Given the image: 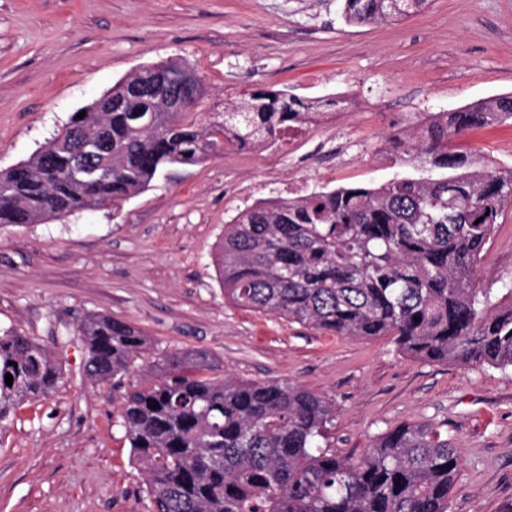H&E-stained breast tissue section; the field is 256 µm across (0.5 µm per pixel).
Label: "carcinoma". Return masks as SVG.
Here are the masks:
<instances>
[{
	"label": "carcinoma",
	"mask_w": 512,
	"mask_h": 512,
	"mask_svg": "<svg viewBox=\"0 0 512 512\" xmlns=\"http://www.w3.org/2000/svg\"><path fill=\"white\" fill-rule=\"evenodd\" d=\"M428 4L344 0V17L374 23ZM183 73L178 62L138 69L110 89L112 110L72 115L27 160L1 169L0 227L117 206L170 168L226 145L263 149L314 120L284 90L228 99L224 123L198 124L206 89ZM178 96L189 98L182 109ZM508 121L512 94L497 95L393 138L401 160L446 176L322 188L238 212L214 259L224 299L337 336H390L414 360L512 369V280L486 288L478 274L512 210V168L479 167L448 149L469 129ZM78 331L98 384L121 386L147 344L105 314L86 316ZM61 378L46 347L0 331V432ZM335 414L331 399L288 381L219 377L191 351L148 362L119 411L149 512H450L461 455L448 431L404 424L352 458L321 444Z\"/></svg>",
	"instance_id": "carcinoma-1"
}]
</instances>
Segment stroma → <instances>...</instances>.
Wrapping results in <instances>:
<instances>
[{
	"mask_svg": "<svg viewBox=\"0 0 512 512\" xmlns=\"http://www.w3.org/2000/svg\"><path fill=\"white\" fill-rule=\"evenodd\" d=\"M343 0H0V169L28 159L121 78L177 61L224 101L294 87L333 116L266 150L224 148L119 207L0 230V331L44 345L63 379L0 433V512H149L118 416L121 389L84 373L77 327L104 313L140 329L143 360L185 351L217 375L285 380L336 404L325 442L361 456L404 423L447 429L462 464L451 512L512 501V371L425 362L391 337L330 336L233 306L213 265L224 224L258 200L421 177L390 139L432 112L512 94V0H431L410 17L349 24ZM456 149L512 166V125ZM512 279V212L480 261Z\"/></svg>",
	"mask_w": 512,
	"mask_h": 512,
	"instance_id": "obj_1",
	"label": "stroma"
}]
</instances>
